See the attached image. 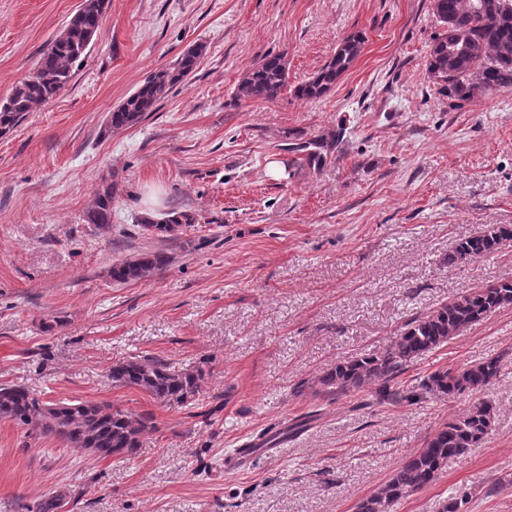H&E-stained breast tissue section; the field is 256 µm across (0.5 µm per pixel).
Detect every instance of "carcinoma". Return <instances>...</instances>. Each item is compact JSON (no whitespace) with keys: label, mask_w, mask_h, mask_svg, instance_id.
Here are the masks:
<instances>
[{"label":"carcinoma","mask_w":512,"mask_h":512,"mask_svg":"<svg viewBox=\"0 0 512 512\" xmlns=\"http://www.w3.org/2000/svg\"><path fill=\"white\" fill-rule=\"evenodd\" d=\"M105 0H83L66 27L43 50L34 72L15 86L0 103V135L16 128L28 114L57 96L72 79L100 26ZM432 10L442 27L429 52L427 74L440 94L461 106L481 94L512 91V0H432ZM365 35H348L332 57L308 80L294 89L297 98L314 101L325 96L360 54ZM202 48L184 51L168 66L150 74L134 92L113 108L108 126L113 130L137 124L157 102L181 84L197 67ZM288 87V61L283 54H270L244 73L237 97L274 102ZM343 130L321 135L296 147L308 167L321 170L334 156ZM115 197L107 186L95 193L86 222L101 228L112 224ZM145 226L157 235H172L192 218L175 211L156 219L146 217ZM512 241V227L489 224L482 231L460 240L448 253V265L485 257ZM168 258L148 252L112 265L117 283L148 280L163 270ZM512 304V280L487 283L471 292L412 318L383 351L368 353L339 363L319 379L317 394L337 398L371 386L379 403L416 400L420 395L451 398L466 391H484L502 368V359L438 369L418 385V390L400 389L397 379L414 361L443 346L497 309ZM112 384L138 389L164 405L186 403L204 380L201 369L173 370L167 363L133 357L110 369ZM0 419L12 421L44 437H56L70 448L98 458L123 459L137 452L140 438L157 428L150 413L135 414L110 405L88 401H45L20 385H0ZM495 408L482 401L455 419L442 424L426 440L424 448L406 460L373 493L360 500L355 512H391L393 505L431 484L453 457L487 437L493 427Z\"/></svg>","instance_id":"1"}]
</instances>
